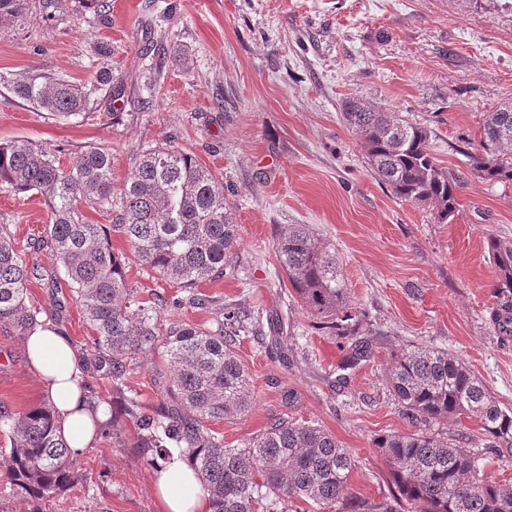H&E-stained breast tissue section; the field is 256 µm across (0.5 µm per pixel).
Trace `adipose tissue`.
<instances>
[{"label":"adipose tissue","mask_w":512,"mask_h":512,"mask_svg":"<svg viewBox=\"0 0 512 512\" xmlns=\"http://www.w3.org/2000/svg\"><path fill=\"white\" fill-rule=\"evenodd\" d=\"M30 365L53 401L62 435L74 453L89 448L96 436L95 415L85 404L80 383L83 362L69 338L59 330L40 326L27 340ZM162 512H210L209 497L197 473L180 458L157 473Z\"/></svg>","instance_id":"adipose-tissue-1"}]
</instances>
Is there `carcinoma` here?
<instances>
[{"label": "carcinoma", "instance_id": "1", "mask_svg": "<svg viewBox=\"0 0 512 512\" xmlns=\"http://www.w3.org/2000/svg\"><path fill=\"white\" fill-rule=\"evenodd\" d=\"M26 0H0V25L22 20ZM102 62L85 85L60 75L0 74L15 97L61 120L84 114L91 98L111 86L110 50L96 48ZM160 70L147 64L139 99L155 96ZM342 117L359 136L376 179L399 199L432 209L439 223L457 212V178L441 167L424 126L397 112H385L358 97L344 104ZM472 169L491 182H512V106L486 115L480 152ZM0 189L41 196L49 209L45 236L32 243L48 250L51 277L67 282L92 330L84 374L98 373L122 396L124 414L138 429L135 448L147 466L183 454L201 476L211 512H309L331 508L344 498L358 512H395L392 500L409 512H512V484L484 473L480 458L460 443L425 431L387 433L374 447L390 469L394 491L379 501L350 493L357 468L352 453L329 432L306 422L278 418L242 447L224 446L210 423L249 411L248 369L235 350L239 338L262 331L255 312L226 301L212 322L161 323V309L206 307L215 300L193 292L203 281L234 273L230 257L239 247L224 183L195 155L172 143L148 146L134 157L117 204L115 223L84 219L82 208L112 211V150L87 146L71 165L61 151L23 139L0 142ZM125 239L148 272L185 295L144 301L127 277L125 257L112 250L107 230ZM496 271L494 288L512 293V241L487 239ZM275 253L292 292L315 316L334 323L340 336L355 333L357 316L347 310L336 250L308 224H287ZM46 270L26 260L11 236L0 230V334L18 341L41 325V310L27 303L28 285ZM499 332L512 333V303L494 314ZM155 354L160 398L145 407L128 394L133 365ZM389 391L418 423L446 419L463 427L480 422L490 447L512 452V408L493 399L483 381L445 349L414 346L394 355L386 372ZM0 429L11 446L0 457L13 489L33 504L59 498L83 483V476L57 425L50 400L21 413L0 406Z\"/></svg>", "mask_w": 512, "mask_h": 512}]
</instances>
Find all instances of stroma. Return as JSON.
I'll return each mask as SVG.
<instances>
[{"mask_svg": "<svg viewBox=\"0 0 512 512\" xmlns=\"http://www.w3.org/2000/svg\"><path fill=\"white\" fill-rule=\"evenodd\" d=\"M0 30V73L40 70L92 79L94 44L112 47V74L125 94L101 93L91 114L56 119L0 86V141L112 149L121 190L141 147L171 141L224 183L240 246L234 275L199 293L237 301L262 320L285 318L278 341L245 336L255 402L213 422L234 448L280 417L317 425L356 457L354 493L379 499L391 486L373 440L417 428L386 382L392 357L413 345L461 357L503 407H512V335L492 312L495 270L488 235L512 240V182L473 173L487 112L512 106V0H109L97 21L82 0H28ZM154 48L161 79L150 108L137 104L142 56ZM353 96L430 131L440 166L456 175L458 212L440 224L430 208L397 199L373 175L360 139L344 123ZM42 197L0 190V226L27 258L50 266L32 243L45 229ZM308 224L336 248L346 302L365 313L356 336H339L290 296L275 254L283 225ZM28 301L85 353L91 330L69 289L43 280ZM297 395L286 404L284 391ZM23 343L0 336V405L42 403ZM97 438L78 457L87 492L43 503V512H161L154 472L129 444Z\"/></svg>", "mask_w": 512, "mask_h": 512, "instance_id": "stroma-1", "label": "stroma"}]
</instances>
